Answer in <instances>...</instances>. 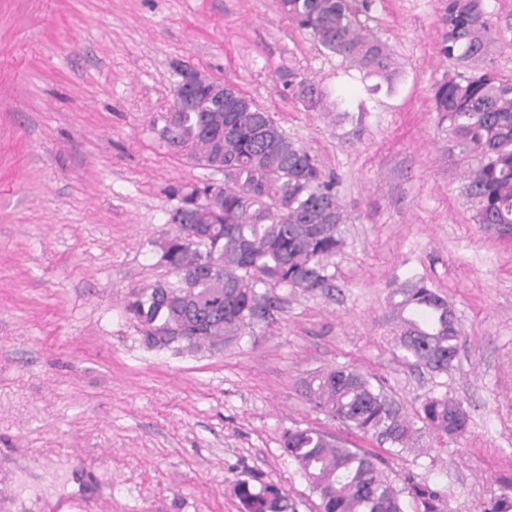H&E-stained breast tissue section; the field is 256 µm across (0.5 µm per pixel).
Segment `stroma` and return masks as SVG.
<instances>
[{
  "instance_id": "stroma-1",
  "label": "stroma",
  "mask_w": 512,
  "mask_h": 512,
  "mask_svg": "<svg viewBox=\"0 0 512 512\" xmlns=\"http://www.w3.org/2000/svg\"><path fill=\"white\" fill-rule=\"evenodd\" d=\"M357 19L386 41L394 92L370 95L277 0H0V512H239L237 480L320 501L282 448L315 427L378 454L399 487L481 512L512 485V235L474 224L475 159L432 110L457 72L438 49L439 0H375ZM194 69L268 110L338 181L350 221L326 293L277 288L271 315L218 352L151 349L131 294L174 280L173 187L223 182L163 138L174 71ZM301 72L363 103L352 120L283 89ZM461 331L447 373L400 357L390 294L412 274ZM349 365L417 420L448 395L467 433L394 451L314 411L302 379ZM77 490H70V483Z\"/></svg>"
}]
</instances>
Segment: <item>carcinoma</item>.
Here are the masks:
<instances>
[{"label":"carcinoma","instance_id":"1","mask_svg":"<svg viewBox=\"0 0 512 512\" xmlns=\"http://www.w3.org/2000/svg\"><path fill=\"white\" fill-rule=\"evenodd\" d=\"M439 52L459 63L486 55L497 28L511 27L488 11L485 0H442ZM281 13L324 52L391 91L398 75L385 42L363 32L352 0H279ZM284 86L305 110H321L329 90L297 72ZM439 124L475 155L463 187L473 221L488 231H512V78L492 70L450 76L432 93ZM166 116L167 143L187 150L204 166L224 168V183L178 187L171 210L179 233L160 244V261L173 272H191L193 283L156 284L133 294L127 310L147 337L162 347L220 351L250 321L266 315L275 288L323 292L332 287L329 259L344 244L348 217L336 181L315 156L297 145L269 112L231 86L199 72L189 94ZM390 318L400 334L401 358L434 373L448 371L458 354L459 328L448 300L425 279L411 276L392 292ZM311 406L381 444L406 450L422 438L399 404L359 370L339 366L301 381ZM421 421L451 438L463 436L468 414L460 402L433 396ZM284 453L300 467L320 498V512H446L443 491L409 483L404 491L377 466L372 454L348 448L313 428L283 436ZM233 494L242 512H296L280 485L239 480ZM482 512H512V486Z\"/></svg>","mask_w":512,"mask_h":512}]
</instances>
